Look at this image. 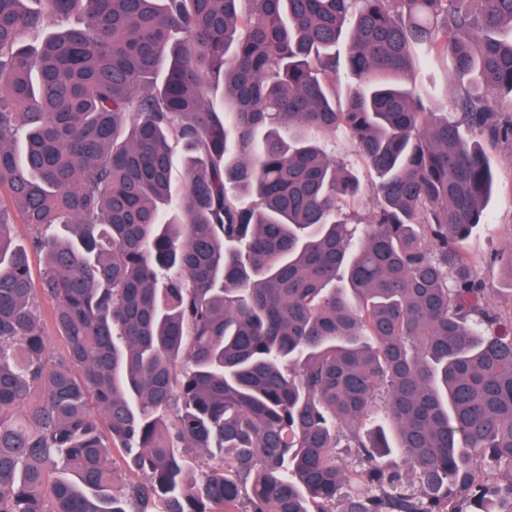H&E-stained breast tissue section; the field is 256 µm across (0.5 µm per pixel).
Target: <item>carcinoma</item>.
<instances>
[{"instance_id":"cac0c4a2","label":"carcinoma","mask_w":512,"mask_h":512,"mask_svg":"<svg viewBox=\"0 0 512 512\" xmlns=\"http://www.w3.org/2000/svg\"><path fill=\"white\" fill-rule=\"evenodd\" d=\"M503 96L512 0H0V512H512ZM494 181L486 206L487 221L474 228L464 246L481 261L480 272L493 288H509L510 279L497 253L512 246V145L490 149ZM40 304L42 311L43 330L45 334L50 338L53 351L57 354L63 353L65 351V343L63 339L57 335L53 323L55 302L49 297H42L40 299Z\"/></svg>"}]
</instances>
